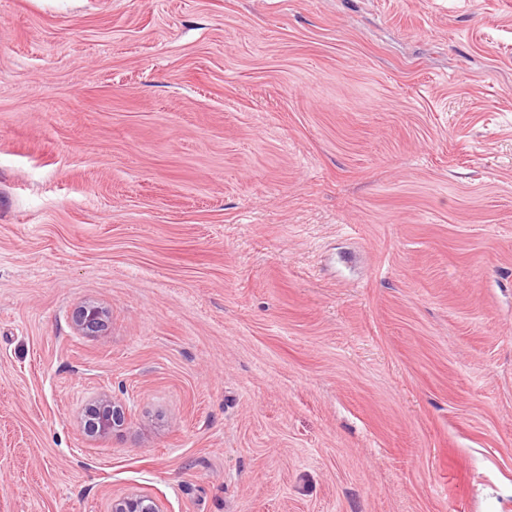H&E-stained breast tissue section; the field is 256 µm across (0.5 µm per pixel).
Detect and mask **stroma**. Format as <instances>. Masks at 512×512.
Listing matches in <instances>:
<instances>
[{"label":"stroma","mask_w":512,"mask_h":512,"mask_svg":"<svg viewBox=\"0 0 512 512\" xmlns=\"http://www.w3.org/2000/svg\"><path fill=\"white\" fill-rule=\"evenodd\" d=\"M127 492L512 512V0H0V512ZM108 315V310L104 306L88 301L73 310L71 321L77 333L85 336H101L106 329ZM129 417V410L112 398L103 394L86 407L83 431L91 438H104L114 430L123 427Z\"/></svg>","instance_id":"stroma-1"}]
</instances>
